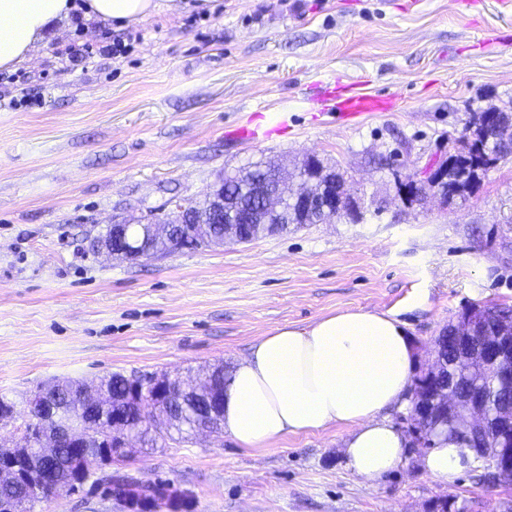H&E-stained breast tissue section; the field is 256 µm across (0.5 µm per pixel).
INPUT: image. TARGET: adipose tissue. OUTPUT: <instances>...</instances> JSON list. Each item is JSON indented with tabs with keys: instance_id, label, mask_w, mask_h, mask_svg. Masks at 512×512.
Listing matches in <instances>:
<instances>
[{
	"instance_id": "1",
	"label": "adipose tissue",
	"mask_w": 512,
	"mask_h": 512,
	"mask_svg": "<svg viewBox=\"0 0 512 512\" xmlns=\"http://www.w3.org/2000/svg\"><path fill=\"white\" fill-rule=\"evenodd\" d=\"M154 0H0V70L29 58L55 22L124 26L154 13ZM414 356L401 322L363 309L285 324L261 337L224 388L222 429L245 449L289 434L346 429L348 467L371 485L403 460L407 440L385 415L404 404Z\"/></svg>"
}]
</instances>
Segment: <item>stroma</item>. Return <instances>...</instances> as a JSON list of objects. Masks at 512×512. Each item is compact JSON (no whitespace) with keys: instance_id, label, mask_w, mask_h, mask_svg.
I'll return each instance as SVG.
<instances>
[{"instance_id":"obj_1","label":"stroma","mask_w":512,"mask_h":512,"mask_svg":"<svg viewBox=\"0 0 512 512\" xmlns=\"http://www.w3.org/2000/svg\"><path fill=\"white\" fill-rule=\"evenodd\" d=\"M123 27L57 22L29 60L0 70V395L57 380L232 369L275 327L332 313L393 314L430 367L435 336L475 305H512V158L448 203L400 198L397 179L455 154L487 104L512 108V5L502 0H157ZM133 50L68 69L70 44ZM391 102L348 123L329 84ZM28 88L36 101H8ZM270 128L263 141L246 126ZM313 155L344 174L359 218L136 261L96 253L113 221L165 219L220 173ZM344 430L242 449L199 432L37 505L124 512L109 477L171 484L188 512H428L452 499L504 512L465 464L453 485L407 450L377 485L345 466Z\"/></svg>"}]
</instances>
